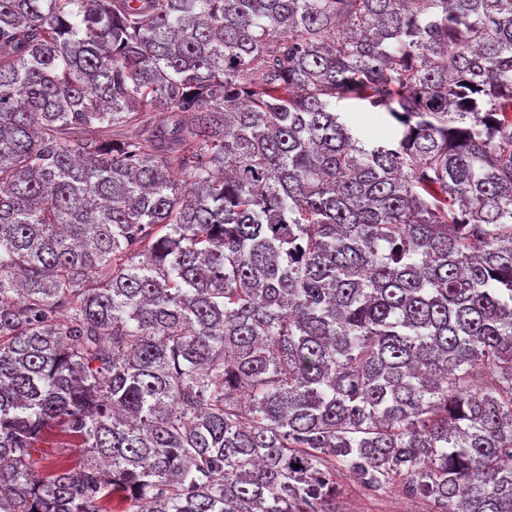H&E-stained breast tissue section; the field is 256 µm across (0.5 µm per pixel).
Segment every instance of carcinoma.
<instances>
[{
  "instance_id": "1",
  "label": "carcinoma",
  "mask_w": 512,
  "mask_h": 512,
  "mask_svg": "<svg viewBox=\"0 0 512 512\" xmlns=\"http://www.w3.org/2000/svg\"><path fill=\"white\" fill-rule=\"evenodd\" d=\"M341 474L512 512V0H0V512ZM342 109L348 112L353 124L366 134L376 136L384 132L385 126L381 121L380 113L351 104L343 105ZM60 435L57 430L53 429L47 433V443L43 444L44 448H39L35 458L45 456H56L58 452H61L62 456L74 464H78L83 459V452L81 448H49L53 446V443L60 439Z\"/></svg>"
}]
</instances>
